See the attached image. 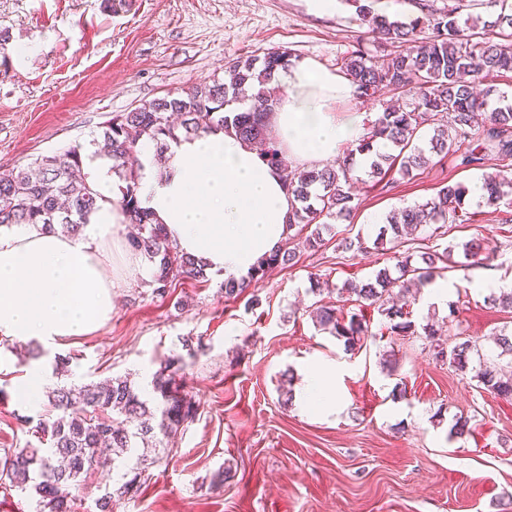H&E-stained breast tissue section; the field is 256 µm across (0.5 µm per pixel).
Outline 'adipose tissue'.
I'll return each instance as SVG.
<instances>
[{
	"label": "adipose tissue",
	"instance_id": "ef3b65f1",
	"mask_svg": "<svg viewBox=\"0 0 512 512\" xmlns=\"http://www.w3.org/2000/svg\"><path fill=\"white\" fill-rule=\"evenodd\" d=\"M281 87L271 123L288 160L320 165L364 137L361 112L335 113L336 103L356 98L344 75L305 60L282 74ZM152 154V144L143 143L140 205L206 271L241 278L285 240L292 198L284 173L235 134L212 130L180 139L161 175ZM83 167L106 202L80 235L38 224L0 226V341L58 345L112 317V290L120 282L106 272V248L122 245L126 216L113 199L109 161L88 151Z\"/></svg>",
	"mask_w": 512,
	"mask_h": 512
}]
</instances>
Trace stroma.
<instances>
[{"label": "stroma", "mask_w": 512, "mask_h": 512, "mask_svg": "<svg viewBox=\"0 0 512 512\" xmlns=\"http://www.w3.org/2000/svg\"><path fill=\"white\" fill-rule=\"evenodd\" d=\"M475 14L471 0H373L376 12L404 21L423 5ZM0 172L69 147L88 145L113 115L169 92L221 80L230 63L287 50L337 72L363 46L385 56L391 46L359 20L352 0L315 15L309 0H131L111 12L102 0H0ZM494 161L462 166L460 155L432 159L413 178L358 192L349 220L336 221L318 251L296 250L284 265L225 298L223 273L183 279L164 296L149 277L129 276L114 291L112 318L97 331L28 355L25 342H0V449L33 444L27 419L45 417L47 400L30 404L16 391L27 372L54 370L71 357L59 385L126 376L143 393L164 357L184 336L204 348L182 373L199 405L196 419L162 451L149 484L115 512H512V400L478 388L470 372L436 364L422 336L389 333L366 311L373 333L358 353L320 330L316 300L339 302L345 280H365L395 254L484 240L491 266L457 267L437 276L445 298L422 290L411 304L416 325L444 317L457 303L459 335L488 344L512 332V314L485 303L484 276L512 281V205L492 209L465 197L470 224L445 235L426 226L414 241L353 254L339 239L374 240L386 215L425 202L446 185L471 186L493 173ZM466 300H459V292ZM394 355L395 367L383 362ZM326 363L336 409L301 408L288 400L303 372ZM405 384L404 398L394 395ZM470 431H451L458 417ZM225 469L223 486L211 480Z\"/></svg>", "instance_id": "35a3bbf8"}]
</instances>
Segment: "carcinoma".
Returning a JSON list of instances; mask_svg holds the SVG:
<instances>
[{
    "label": "carcinoma",
    "instance_id": "1",
    "mask_svg": "<svg viewBox=\"0 0 512 512\" xmlns=\"http://www.w3.org/2000/svg\"><path fill=\"white\" fill-rule=\"evenodd\" d=\"M362 20L382 35L385 42L405 49L382 61L357 48L342 62L341 69L355 85L358 99H376L383 89L402 95L398 105L383 108L368 127L367 136L344 150L342 160L322 168H309L295 174L288 191L293 197L288 229L298 224L314 229L303 241L309 249L321 247L320 228L329 221L351 217L356 199L355 158L370 155L369 176L378 183L391 173L406 177L423 168L427 154L446 157L455 154L467 141L475 147L462 156V164L482 163L492 158H512V102L500 100L487 115V128L476 132L477 117L485 111L493 88L476 89L490 71L512 72V7L507 0H487L492 9L488 18L480 15L464 20L454 13L429 11L403 22L374 14L370 7L353 0ZM430 36L420 41L417 31ZM494 31L499 41L487 38ZM297 56L271 51L262 57L236 60L229 66V81L200 84L184 94L168 93L140 103L128 112L112 117L101 127L98 138L107 147L111 171L118 179V190L129 222L137 227L130 240L133 251L154 263L152 293L163 296L177 278H205L207 273L196 260L177 250L165 228L157 224L138 200V148L143 141L155 146V162L163 165L171 144L180 138L196 136L212 128H232L242 139L256 143L274 164H283L281 150L270 137L268 117L279 100V72L288 69ZM251 101L245 112L226 113L224 106ZM378 139L387 141L390 151L372 152ZM82 148H68L33 163L0 174V226L43 224L77 236L104 199L81 174ZM512 189V170H500L484 178V203L497 207ZM465 188L459 183L442 187L436 196L414 207H406L386 218L381 236L403 239L426 224H466L471 220L459 212ZM494 250L479 240L419 255L421 264H412V255L401 257L392 276L387 267L367 280H347L338 289L358 308L371 307L389 321L398 336H412L416 325L409 304L390 303L393 287L407 293L424 288L440 274L464 259L465 266H487ZM295 258V252L278 250L260 259L248 276L224 280V297L236 298L249 284ZM484 301L512 313V289L489 291ZM312 319L321 329L343 341L353 351L368 338V324L362 313L347 312L334 305L320 304ZM433 360L460 371L471 370L477 386L494 395L512 399V334L502 333L494 340L496 356L482 352L477 342L464 341L451 348L441 341L443 327L432 323L421 326ZM199 347L193 337H182V352L165 357L151 380L152 400L142 399L140 391L126 378H110L89 384L60 386L48 395L52 414L31 427L40 446L19 451L3 449L0 456V489L15 490L33 502V512H74L71 490L78 489L100 469L110 466L119 473L112 489L94 501V512H114L115 503L135 495L150 479L155 459L139 452V444L166 446L184 425L195 420L198 407L182 388L179 372L186 358H193Z\"/></svg>",
    "mask_w": 512,
    "mask_h": 512
}]
</instances>
